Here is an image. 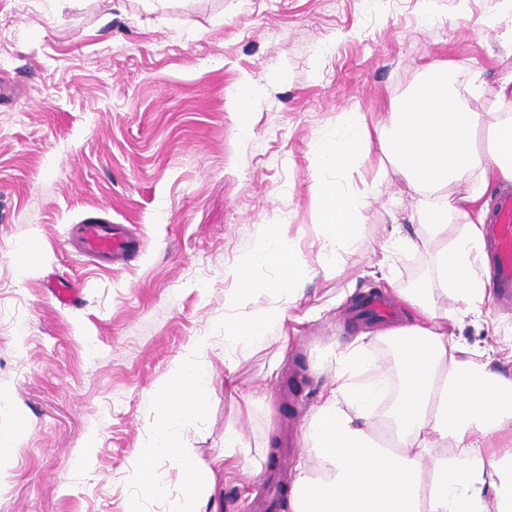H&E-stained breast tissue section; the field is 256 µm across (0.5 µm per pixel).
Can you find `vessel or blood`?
<instances>
[{"label": "vessel or blood", "mask_w": 512, "mask_h": 512, "mask_svg": "<svg viewBox=\"0 0 512 512\" xmlns=\"http://www.w3.org/2000/svg\"><path fill=\"white\" fill-rule=\"evenodd\" d=\"M497 286L503 298L512 297V191L497 196L490 220L485 228ZM69 240L81 257L129 261L140 248L134 226L90 222L73 225Z\"/></svg>", "instance_id": "1"}]
</instances>
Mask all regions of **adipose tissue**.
Returning a JSON list of instances; mask_svg holds the SVG:
<instances>
[{
	"label": "adipose tissue",
	"mask_w": 512,
	"mask_h": 512,
	"mask_svg": "<svg viewBox=\"0 0 512 512\" xmlns=\"http://www.w3.org/2000/svg\"><path fill=\"white\" fill-rule=\"evenodd\" d=\"M456 66L432 65L404 98L389 102L386 121L369 127L351 118L344 139L315 144L313 179L323 224L318 261L327 265L357 241L356 217L368 192L351 193L324 177L368 152L394 167L415 198L422 241L394 238L380 267L432 245L429 278L393 294L414 315L379 336H364L340 356L335 380L325 388L304 435L314 464L299 467L290 486L291 512H512V377L492 367L481 350L455 341L451 320L481 316L488 298L489 260L483 249L484 197L512 183V71L487 85L472 72L467 94L454 90ZM490 100L488 111L476 102ZM487 130L486 149L475 135ZM268 266L271 278L255 270ZM312 268L299 249L269 230L261 246L232 271L225 296L224 367L262 347L269 328L287 340L289 324L318 317L311 307L296 314L300 286ZM268 297L266 307L240 313L247 300ZM386 344L400 371L386 412L378 404L388 389L370 350ZM208 384L198 369L178 370L153 394L157 442L144 458L168 456L183 475V496L200 494L192 455L165 434L203 407Z\"/></svg>",
	"instance_id": "1"
}]
</instances>
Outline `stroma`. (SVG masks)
<instances>
[{"mask_svg": "<svg viewBox=\"0 0 512 512\" xmlns=\"http://www.w3.org/2000/svg\"><path fill=\"white\" fill-rule=\"evenodd\" d=\"M496 0H0V512H186L182 474L156 457L164 493L140 494L155 442L152 393L202 370V413L171 431L199 470L238 429L247 463L205 512H252L261 477L293 479L304 430L336 359L385 328L357 317L385 294L376 267L391 226L418 238L410 189L377 155L342 183L375 194L358 239L315 266L300 309L320 308L287 352L276 341L224 368L231 271L276 225L315 256L322 216L312 147L347 117L385 118L432 63L487 82L512 69V14ZM137 224L138 256L110 270L70 254L72 225ZM79 291L61 306L48 278ZM459 341L512 338V308L463 318ZM208 347L199 353V340ZM273 393L241 413L238 393Z\"/></svg>", "mask_w": 512, "mask_h": 512, "instance_id": "35a3bbf8", "label": "stroma"}]
</instances>
